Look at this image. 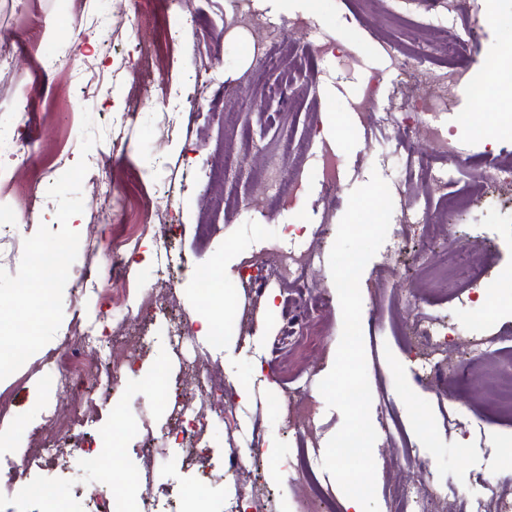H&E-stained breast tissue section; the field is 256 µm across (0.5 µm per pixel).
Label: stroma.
Instances as JSON below:
<instances>
[{
	"instance_id": "35a3bbf8",
	"label": "stroma",
	"mask_w": 512,
	"mask_h": 512,
	"mask_svg": "<svg viewBox=\"0 0 512 512\" xmlns=\"http://www.w3.org/2000/svg\"><path fill=\"white\" fill-rule=\"evenodd\" d=\"M167 2L0 0V38L15 44L0 66V138L14 143L0 163L15 169L13 184L0 189V202L14 209L12 223L0 224V328L18 311L40 309L36 297L20 296L21 284L36 280L52 293V314L38 321L39 348L0 374V389H15L14 417L0 423V461L28 445L47 411L66 410L56 378L72 359L59 343L74 313L89 322L109 315L120 334L128 326L123 306L173 283L163 309L138 323L147 345L137 372L95 392L85 432L103 448L123 434L112 467L23 476V492L0 494V512H47L51 504L85 512L91 488L109 499L148 493L157 512H187L197 493L206 512L235 498L256 512H304L313 481L332 495L331 512H344V494L322 467L342 425L318 390L342 333L329 254L351 191L375 172L394 203L387 238L360 279L379 512H399L402 489L433 512H462L471 497L484 512H500L512 502V417L495 408L500 382L512 378V187L487 174L512 158V106L491 94L497 76L484 63L498 60L512 35V0H461L453 19L448 0H182L175 13ZM241 10L264 28L233 29L230 18ZM476 16L486 19L479 56L463 61L467 75L446 108L430 121L416 117L410 144L396 128L365 122L359 101L368 80L376 82L378 112L406 87L395 61L401 48L415 44L418 58L430 59L440 30L466 31ZM267 37L288 47L291 81L285 93L265 97L262 87L282 75L252 53L253 41ZM329 114L336 125L325 140ZM431 124L457 147V157L434 166L453 179L454 196L471 198L465 210L449 209L426 178L410 173L412 155L430 150ZM116 141L126 148L120 159ZM107 157L118 205L101 224L92 214L104 200L86 171ZM34 183L46 189L31 210L21 197ZM169 224L179 230L163 261L159 239ZM94 235L100 250L83 252ZM29 244L49 251L51 262L29 264ZM279 247L311 256L307 277L323 300L311 315L316 346L284 338V284L270 281L263 295L245 285L249 261ZM116 251L131 262L123 279L106 288L81 283L86 267H107ZM451 251L462 263L478 253L486 271L470 316L458 312L456 298L470 284L467 272L449 281L428 273ZM207 268L224 276L223 296L209 301L196 290ZM207 316L225 319V346L193 335L174 351L171 318L194 327ZM440 320L454 343L442 356L444 374L426 377L421 363L434 347L427 325ZM194 366L249 390L209 426L204 468L184 463L181 443L160 444L174 403L210 407L209 383L182 392V375ZM157 372L166 389L147 394L143 380ZM245 449L252 462L229 469ZM298 457L306 476L293 468Z\"/></svg>"
}]
</instances>
